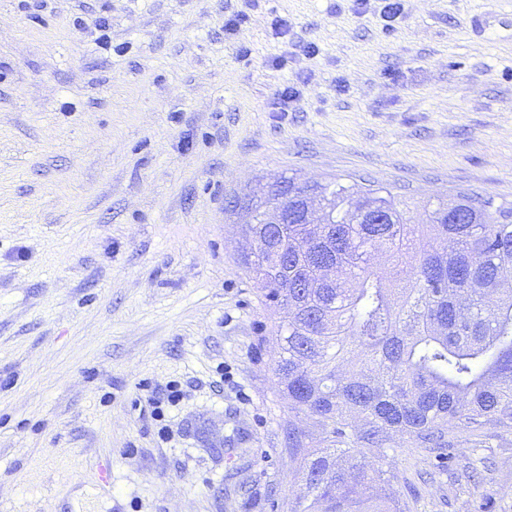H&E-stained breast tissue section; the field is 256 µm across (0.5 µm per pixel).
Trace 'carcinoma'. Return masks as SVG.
<instances>
[{"label": "carcinoma", "instance_id": "obj_1", "mask_svg": "<svg viewBox=\"0 0 512 512\" xmlns=\"http://www.w3.org/2000/svg\"><path fill=\"white\" fill-rule=\"evenodd\" d=\"M296 178L257 206L291 217L240 263L281 311L274 372L293 409L335 448H302L294 512H406L384 448L401 435L452 459L448 429L512 430V203L461 192L423 205L383 184H314L323 223L303 224Z\"/></svg>", "mask_w": 512, "mask_h": 512}]
</instances>
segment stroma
Here are the masks:
<instances>
[{
  "mask_svg": "<svg viewBox=\"0 0 512 512\" xmlns=\"http://www.w3.org/2000/svg\"><path fill=\"white\" fill-rule=\"evenodd\" d=\"M399 3L0 0V512H292L289 434L331 442L274 375L229 200L512 202V0ZM452 435L448 465L389 452L409 512H512V434Z\"/></svg>",
  "mask_w": 512,
  "mask_h": 512,
  "instance_id": "obj_1",
  "label": "stroma"
}]
</instances>
